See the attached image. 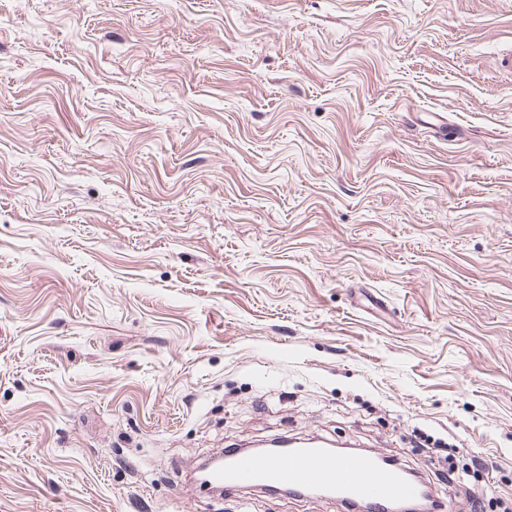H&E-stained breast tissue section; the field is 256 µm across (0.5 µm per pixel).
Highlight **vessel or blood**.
<instances>
[{"instance_id": "b4317fda", "label": "vessel or blood", "mask_w": 512, "mask_h": 512, "mask_svg": "<svg viewBox=\"0 0 512 512\" xmlns=\"http://www.w3.org/2000/svg\"><path fill=\"white\" fill-rule=\"evenodd\" d=\"M214 479L227 488L263 485L328 490L347 501H363L369 512H383L388 506L399 510L418 492L401 469L382 464L372 455L338 458L316 446L275 455L230 452Z\"/></svg>"}]
</instances>
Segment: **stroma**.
I'll use <instances>...</instances> for the list:
<instances>
[{"label": "stroma", "instance_id": "1", "mask_svg": "<svg viewBox=\"0 0 512 512\" xmlns=\"http://www.w3.org/2000/svg\"><path fill=\"white\" fill-rule=\"evenodd\" d=\"M505 50L512 0H0V512H346L194 479L312 436L497 512Z\"/></svg>", "mask_w": 512, "mask_h": 512}]
</instances>
